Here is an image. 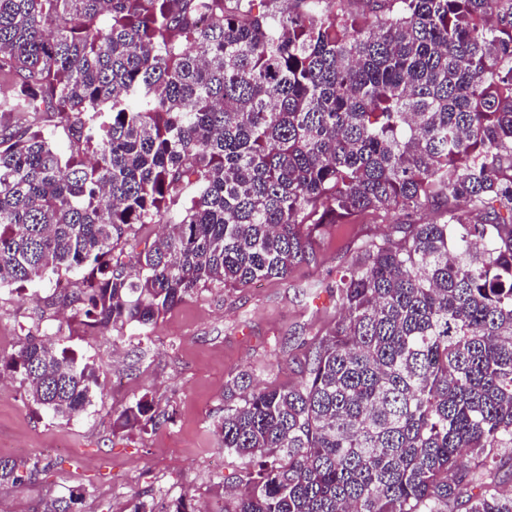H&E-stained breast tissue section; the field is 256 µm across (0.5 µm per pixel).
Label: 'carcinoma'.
Returning <instances> with one entry per match:
<instances>
[{
  "label": "carcinoma",
  "instance_id": "carcinoma-1",
  "mask_svg": "<svg viewBox=\"0 0 512 512\" xmlns=\"http://www.w3.org/2000/svg\"><path fill=\"white\" fill-rule=\"evenodd\" d=\"M342 2L0 0V287L76 274L71 318L120 341L287 278L327 224L436 202L358 248L297 385L230 381L216 427L250 468L224 512H512V0ZM0 367L67 420L99 387L30 334ZM172 420L143 396L113 426ZM45 469L0 458V487Z\"/></svg>",
  "mask_w": 512,
  "mask_h": 512
}]
</instances>
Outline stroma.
<instances>
[{
	"instance_id": "35a3bbf8",
	"label": "stroma",
	"mask_w": 512,
	"mask_h": 512,
	"mask_svg": "<svg viewBox=\"0 0 512 512\" xmlns=\"http://www.w3.org/2000/svg\"><path fill=\"white\" fill-rule=\"evenodd\" d=\"M438 204L410 215L368 217L325 227L315 257L288 278L234 291L212 284L197 290L147 330L128 328L124 340L70 321L55 275L0 287V354L29 334L53 337L70 324L64 348L93 363L100 387L73 420L53 417L26 398L18 374L0 385V457L38 458L49 467L20 487H0L6 512H45L78 495L74 512H129L135 497L187 496L192 506L223 512L224 491L241 490L244 462L224 452L214 422L224 412L226 384L248 372L253 385L297 384L307 347L339 315L331 286L349 267L363 239L391 224L436 223ZM148 396L173 422L117 431L113 421L129 402Z\"/></svg>"
}]
</instances>
